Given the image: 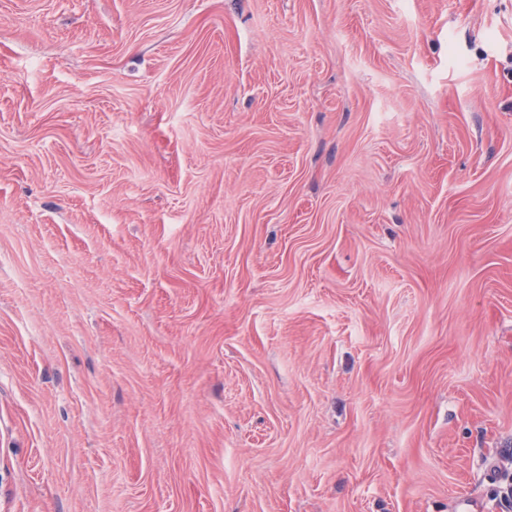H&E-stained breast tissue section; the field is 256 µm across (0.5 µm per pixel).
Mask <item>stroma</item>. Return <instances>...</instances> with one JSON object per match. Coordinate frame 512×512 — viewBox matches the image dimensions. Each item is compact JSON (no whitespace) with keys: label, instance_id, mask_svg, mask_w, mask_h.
<instances>
[{"label":"stroma","instance_id":"1","mask_svg":"<svg viewBox=\"0 0 512 512\" xmlns=\"http://www.w3.org/2000/svg\"><path fill=\"white\" fill-rule=\"evenodd\" d=\"M512 504V0H0V512Z\"/></svg>","mask_w":512,"mask_h":512}]
</instances>
